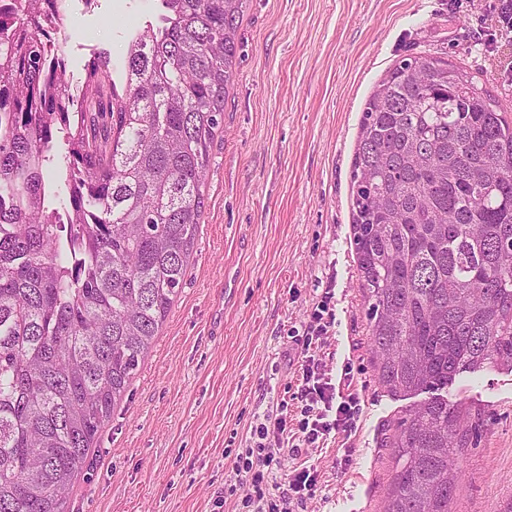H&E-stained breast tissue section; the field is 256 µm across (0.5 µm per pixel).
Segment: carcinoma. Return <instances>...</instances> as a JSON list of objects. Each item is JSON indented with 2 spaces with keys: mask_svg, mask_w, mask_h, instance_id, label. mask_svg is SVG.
Returning a JSON list of instances; mask_svg holds the SVG:
<instances>
[{
  "mask_svg": "<svg viewBox=\"0 0 512 512\" xmlns=\"http://www.w3.org/2000/svg\"><path fill=\"white\" fill-rule=\"evenodd\" d=\"M54 2L0 21V512H66L183 286L246 0H159L75 97ZM352 183L378 380L433 393L386 441L387 512H451L468 432L438 391L512 369V119L451 61L405 56L365 104Z\"/></svg>",
  "mask_w": 512,
  "mask_h": 512,
  "instance_id": "cac0c4a2",
  "label": "carcinoma"
}]
</instances>
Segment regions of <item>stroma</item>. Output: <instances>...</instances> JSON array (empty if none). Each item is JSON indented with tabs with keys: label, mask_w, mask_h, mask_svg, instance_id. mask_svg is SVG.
I'll return each instance as SVG.
<instances>
[{
	"label": "stroma",
	"mask_w": 512,
	"mask_h": 512,
	"mask_svg": "<svg viewBox=\"0 0 512 512\" xmlns=\"http://www.w3.org/2000/svg\"><path fill=\"white\" fill-rule=\"evenodd\" d=\"M74 4L68 79L93 50L113 63L157 0H123L104 28ZM498 0H246L224 125L211 144L188 275L137 374L106 418L68 512H239L234 458L297 390L289 338L331 294L326 365L361 398L350 438L309 449L319 472L306 512H384L394 460L387 425L422 402L377 380L353 244L351 171L364 104L399 58L428 54L474 75L512 118V38ZM449 401L481 412L461 449L452 512H512V371L457 376ZM353 463H337L345 449Z\"/></svg>",
	"instance_id": "stroma-1"
}]
</instances>
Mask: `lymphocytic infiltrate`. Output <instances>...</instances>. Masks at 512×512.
I'll list each match as a JSON object with an SVG mask.
<instances>
[{"instance_id":"lymphocytic-infiltrate-1","label":"lymphocytic infiltrate","mask_w":512,"mask_h":512,"mask_svg":"<svg viewBox=\"0 0 512 512\" xmlns=\"http://www.w3.org/2000/svg\"><path fill=\"white\" fill-rule=\"evenodd\" d=\"M336 315L329 300H322L309 316L302 336L296 338L299 378L295 400L300 405L297 443L288 440V411H281L273 424L259 423L252 431V443L235 461L231 482L248 481L251 495L242 501L244 512H296L313 498L318 470L302 464L288 473V487L279 493L268 488V472L282 457L297 458L308 449L319 447L330 434L351 435L359 412L360 398L351 392L338 396L331 373L319 353L335 324Z\"/></svg>"}]
</instances>
